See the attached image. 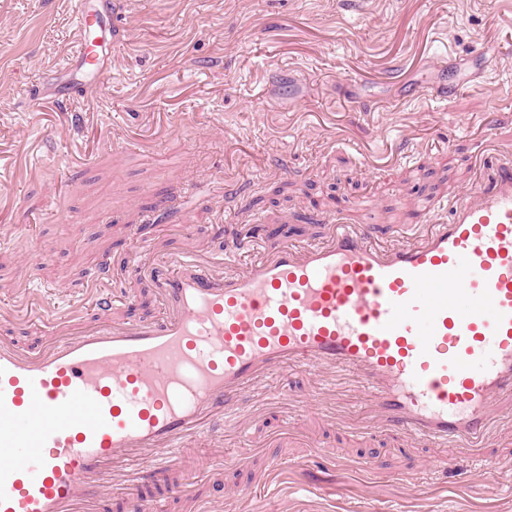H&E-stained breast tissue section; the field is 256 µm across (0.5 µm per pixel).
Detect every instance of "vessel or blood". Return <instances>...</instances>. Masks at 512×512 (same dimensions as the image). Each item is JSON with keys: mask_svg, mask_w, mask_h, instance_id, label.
Segmentation results:
<instances>
[{"mask_svg": "<svg viewBox=\"0 0 512 512\" xmlns=\"http://www.w3.org/2000/svg\"><path fill=\"white\" fill-rule=\"evenodd\" d=\"M92 17L74 0L54 99L74 74L92 89L106 71ZM443 209L391 238L354 215L300 246L227 233L237 262L224 273L195 255L156 262L165 308L147 321L113 322L108 258L89 306L19 304L44 338L0 336V512H99L114 487L150 477L196 503L199 477L249 466L217 450L255 425L258 411L237 409L245 392L286 366L326 385L352 373L378 430L486 447L492 412L512 405V146L484 150L466 200ZM281 470L271 461L236 500Z\"/></svg>", "mask_w": 512, "mask_h": 512, "instance_id": "b4317fda", "label": "vessel or blood"}]
</instances>
